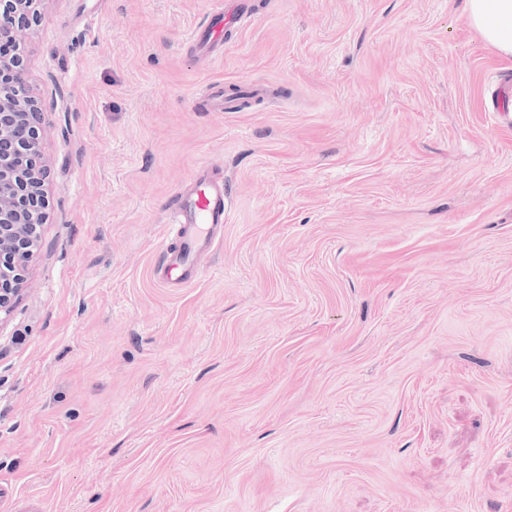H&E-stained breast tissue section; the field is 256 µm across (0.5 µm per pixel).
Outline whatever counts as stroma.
Returning a JSON list of instances; mask_svg holds the SVG:
<instances>
[{"label": "stroma", "mask_w": 512, "mask_h": 512, "mask_svg": "<svg viewBox=\"0 0 512 512\" xmlns=\"http://www.w3.org/2000/svg\"><path fill=\"white\" fill-rule=\"evenodd\" d=\"M43 0L49 218L0 318V512H512V57L464 0ZM256 86L237 112L207 86ZM230 198L163 285L169 206ZM229 1L220 0L219 7L211 8L207 24L191 32L190 39L203 56H210L221 45L223 32L225 39L227 32L242 20V3H234L233 7H229L232 3ZM192 187L177 194L171 208L170 223L178 226V250L165 246L158 270L169 284L185 285L199 275L197 257L221 243L224 214L229 200L224 193V173L204 168L197 172Z\"/></svg>", "instance_id": "stroma-1"}]
</instances>
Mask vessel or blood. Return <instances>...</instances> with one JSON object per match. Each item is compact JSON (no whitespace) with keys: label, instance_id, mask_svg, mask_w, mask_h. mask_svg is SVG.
I'll return each mask as SVG.
<instances>
[{"label":"vessel or blood","instance_id":"b4317fda","mask_svg":"<svg viewBox=\"0 0 512 512\" xmlns=\"http://www.w3.org/2000/svg\"><path fill=\"white\" fill-rule=\"evenodd\" d=\"M243 15L241 4L222 0L219 7L210 10L206 25L192 31L190 39L199 53L210 56L220 46L223 33L235 27ZM228 206L224 174L214 169L198 171L191 188L177 194L169 213L171 224L177 227L180 246L162 251L158 270L164 281L185 285L198 277L197 257L220 243Z\"/></svg>","mask_w":512,"mask_h":512}]
</instances>
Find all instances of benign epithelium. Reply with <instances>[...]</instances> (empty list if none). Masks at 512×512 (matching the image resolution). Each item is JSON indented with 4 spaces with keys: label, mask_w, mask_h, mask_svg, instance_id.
Returning a JSON list of instances; mask_svg holds the SVG:
<instances>
[{
    "label": "benign epithelium",
    "mask_w": 512,
    "mask_h": 512,
    "mask_svg": "<svg viewBox=\"0 0 512 512\" xmlns=\"http://www.w3.org/2000/svg\"><path fill=\"white\" fill-rule=\"evenodd\" d=\"M43 0H0V313L25 289L48 219L43 110L26 68L25 43Z\"/></svg>",
    "instance_id": "7a95c632"
}]
</instances>
